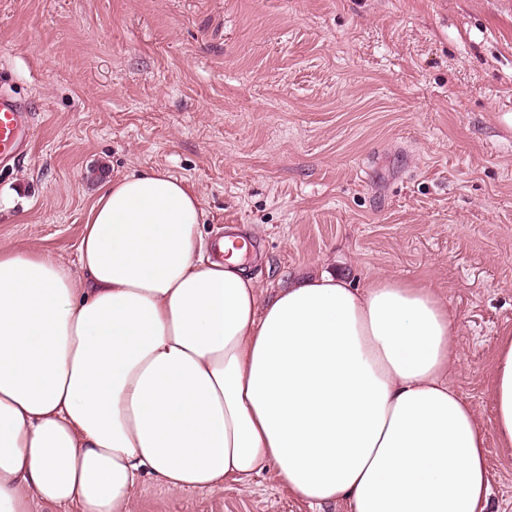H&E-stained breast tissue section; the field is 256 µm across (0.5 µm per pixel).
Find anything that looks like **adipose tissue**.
<instances>
[{
    "label": "adipose tissue",
    "mask_w": 512,
    "mask_h": 512,
    "mask_svg": "<svg viewBox=\"0 0 512 512\" xmlns=\"http://www.w3.org/2000/svg\"><path fill=\"white\" fill-rule=\"evenodd\" d=\"M196 192L163 171L101 184L79 272L0 250V512H135L273 472L309 505L490 512L486 435L448 383L458 325L426 282L322 272L263 295L208 255ZM512 447V336L492 369Z\"/></svg>",
    "instance_id": "adipose-tissue-1"
}]
</instances>
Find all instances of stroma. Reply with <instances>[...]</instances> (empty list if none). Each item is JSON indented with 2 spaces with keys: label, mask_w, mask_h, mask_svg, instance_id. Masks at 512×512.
<instances>
[{
  "label": "stroma",
  "mask_w": 512,
  "mask_h": 512,
  "mask_svg": "<svg viewBox=\"0 0 512 512\" xmlns=\"http://www.w3.org/2000/svg\"><path fill=\"white\" fill-rule=\"evenodd\" d=\"M27 154L0 166V249L70 268L108 179L160 170L202 232L244 229L264 293L325 271L428 279L458 327L448 382L489 437L512 333V0H0V84ZM136 512H312L270 472L248 490L138 485Z\"/></svg>",
  "instance_id": "stroma-1"
}]
</instances>
